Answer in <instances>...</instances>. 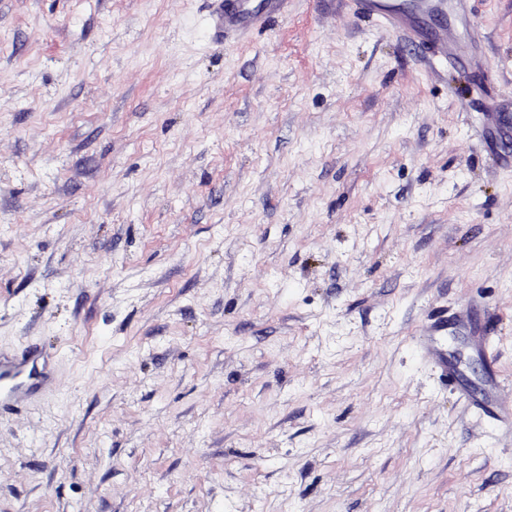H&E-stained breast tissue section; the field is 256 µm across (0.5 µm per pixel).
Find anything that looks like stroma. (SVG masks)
<instances>
[{"mask_svg": "<svg viewBox=\"0 0 512 512\" xmlns=\"http://www.w3.org/2000/svg\"><path fill=\"white\" fill-rule=\"evenodd\" d=\"M0 0V512H512V0ZM453 34L458 65L404 38ZM500 101L506 133H488ZM454 382L413 349L433 317ZM258 1L255 6L249 2ZM289 0H214L216 8L208 14V22L223 39L243 32L262 29L264 25L288 10ZM346 2L353 3L357 12L382 21L392 29L402 25V21L397 16L377 10L374 4L375 0H348ZM55 353L40 348L36 354L11 357L0 352V410L25 404L30 393L44 380ZM478 405L488 406L493 408L492 426L504 434L510 435L512 432V402L497 401L485 394L484 397L476 401Z\"/></svg>", "mask_w": 512, "mask_h": 512, "instance_id": "obj_1", "label": "stroma"}]
</instances>
